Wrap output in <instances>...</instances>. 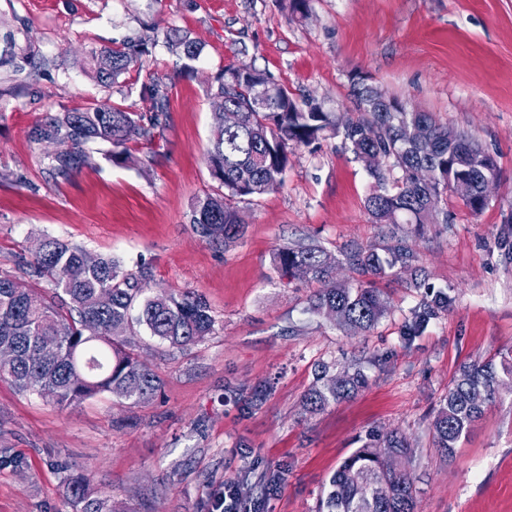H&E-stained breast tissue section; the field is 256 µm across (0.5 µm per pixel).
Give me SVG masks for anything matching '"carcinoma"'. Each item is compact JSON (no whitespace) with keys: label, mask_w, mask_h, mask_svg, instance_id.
I'll use <instances>...</instances> for the list:
<instances>
[{"label":"carcinoma","mask_w":512,"mask_h":512,"mask_svg":"<svg viewBox=\"0 0 512 512\" xmlns=\"http://www.w3.org/2000/svg\"><path fill=\"white\" fill-rule=\"evenodd\" d=\"M169 49L183 59L182 73L194 71L200 44L186 32L165 35ZM156 41L148 33L121 48L92 53L98 79L115 84ZM142 97L154 103L149 118L120 106L90 104L62 112L35 128L37 141L67 145L50 158L51 169L67 178L86 162L83 147L102 144L114 159L128 154L127 144L147 140L164 112L166 85L155 78L141 85ZM211 95L222 107L239 110V123L224 126L217 112L207 164L232 196H259L279 188L293 149L310 146L328 135H340L364 163L375 185L366 207L378 224H435L443 196L459 191L465 205L478 213L488 200L486 180L498 176L497 164L472 136L439 123L430 112H409L394 97L389 110L380 111L371 91L351 85L360 115L341 125L332 112L312 97L297 100L288 87L274 82L256 68L240 63L224 68L211 85ZM387 159L372 169L375 154ZM426 167L433 180L420 184L414 171ZM190 223L209 239H233L243 226L224 199H196ZM86 250L56 238H43L42 250L21 262L30 276L49 283L51 293L13 287L17 279L0 275V350L12 358L0 363V380L22 392L45 398L61 409L110 392L134 404L149 400L161 389L159 377L139 360L135 345L124 332L130 328L131 310L136 322L150 335L173 347H184L209 335L214 328L206 300L199 294L144 293L134 274L125 273L110 259L84 262ZM347 263L362 275H386L398 268L414 274L410 287L421 288L417 255L406 240L387 248H356L345 254ZM338 260L316 245L284 246L274 256L279 276L288 280L309 278L321 288L309 299V309L322 316L336 314V321L357 332H369L388 310V301L371 285L350 286L336 281ZM455 297L438 292L424 298L411 312L404 335L421 334L429 322L448 311ZM52 342L56 350L44 355L41 345ZM87 365L84 379H74L76 368ZM330 366L318 365L316 382L304 396L310 412L348 399L365 387L360 369L343 370L329 385ZM512 383V357L490 358L460 366L444 403L433 421L434 447L450 457L471 424L496 401L500 387ZM407 438L396 430L374 435L348 457L331 476L317 512H415V477L396 468L394 460L413 456ZM69 494L77 512H120L108 499L91 496L81 477L71 480Z\"/></svg>","instance_id":"cac0c4a2"}]
</instances>
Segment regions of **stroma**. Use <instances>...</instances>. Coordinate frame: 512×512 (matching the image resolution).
<instances>
[{
	"label": "stroma",
	"instance_id": "stroma-1",
	"mask_svg": "<svg viewBox=\"0 0 512 512\" xmlns=\"http://www.w3.org/2000/svg\"><path fill=\"white\" fill-rule=\"evenodd\" d=\"M179 28L203 47L192 76L164 45L149 46L120 84L94 74L91 51L115 48L143 26ZM253 64L342 119L359 112L353 74L467 133L497 162L487 207L455 194L447 223L376 224L365 206L373 180L341 137L294 149L283 186L230 199L244 226L229 242L201 237L193 203L222 194L205 162L217 72ZM167 85V110L128 159L87 145L88 161L53 175L61 146L38 142L48 117L93 102L150 114L140 87ZM82 246L146 272V293L201 294L215 319L200 341L175 348L141 326L128 332L161 380L133 404L101 393L67 409L0 381V448L24 471L0 466V512H76L66 479L127 512H216L233 482L256 512H316L325 484L369 431L399 429L415 452L416 512H512V389L470 428L453 460L432 446L431 423L459 366L512 352V0H0V275L18 277L42 237ZM406 238L434 288L455 298L419 336L404 334L423 290L407 274L377 280L389 310L355 333L308 309L315 281L280 279L274 253L314 243L339 257L335 277L357 283L346 251ZM359 363L354 397L307 412L315 367ZM262 407L248 411L256 387Z\"/></svg>",
	"mask_w": 512,
	"mask_h": 512
}]
</instances>
